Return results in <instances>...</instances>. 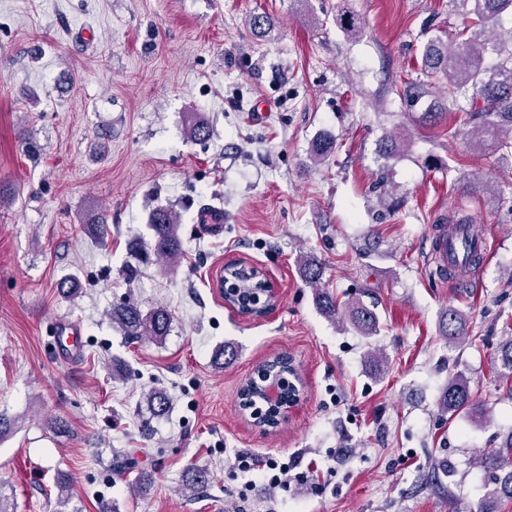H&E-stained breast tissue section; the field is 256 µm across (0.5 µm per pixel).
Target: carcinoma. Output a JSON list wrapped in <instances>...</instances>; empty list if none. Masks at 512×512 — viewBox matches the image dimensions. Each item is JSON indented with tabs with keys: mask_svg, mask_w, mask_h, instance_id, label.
<instances>
[{
	"mask_svg": "<svg viewBox=\"0 0 512 512\" xmlns=\"http://www.w3.org/2000/svg\"><path fill=\"white\" fill-rule=\"evenodd\" d=\"M451 3L464 8L465 16L469 18L459 32L461 41L449 43L445 31L432 36L424 47L420 71L416 78L407 82L406 95L414 104L435 94L454 104L461 97L472 103L481 102L478 111L467 113L469 119L477 123L479 138L476 146L498 156L500 160L512 158V32L508 38L499 40L501 48L497 49L496 59H485L487 35L495 31L500 15L508 9L512 10V0H451ZM334 149L333 139L317 138L311 144V157L324 161ZM470 223V216L463 211L439 219L433 227V251L439 252L441 241L470 227ZM150 224L154 231L155 260L177 262L182 255V243L173 213L159 208L151 215ZM481 263V254L473 252L459 265L441 267L440 274L461 277ZM301 273L310 285H321L323 271L318 261L304 260ZM317 303L329 317L344 313L363 332L371 334L377 331L376 313L363 305L340 303L325 290L318 292ZM109 317L125 335L152 342L167 335L171 324L170 316L165 311L145 314L131 301L113 308ZM440 332L450 340L462 339L465 336L463 314L452 307L448 308L442 318ZM498 357L512 378V336L500 341ZM439 411L451 417L465 414L479 419L485 415V411L473 403L469 381L461 375L448 379L439 402ZM478 465L486 476L484 507L486 512H494L501 497L512 499V432L498 447L483 453Z\"/></svg>",
	"mask_w": 512,
	"mask_h": 512,
	"instance_id": "1",
	"label": "carcinoma"
}]
</instances>
